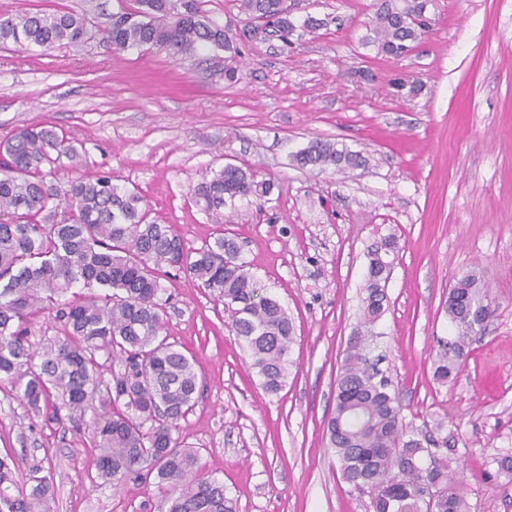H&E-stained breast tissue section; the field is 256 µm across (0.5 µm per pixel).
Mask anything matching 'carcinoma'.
Returning a JSON list of instances; mask_svg holds the SVG:
<instances>
[{"mask_svg":"<svg viewBox=\"0 0 512 512\" xmlns=\"http://www.w3.org/2000/svg\"><path fill=\"white\" fill-rule=\"evenodd\" d=\"M112 14L105 40L113 49H156L173 58L209 46L224 51L225 75L241 55L243 37H287L325 25L294 21L288 0H239L249 16L242 33L230 23L205 17L198 0H133ZM425 0H377L362 45L396 58L413 49ZM85 20L70 12H20L0 17V44L23 51L74 44ZM78 148L49 125L22 127L0 141V382L8 384L33 413L50 406L82 412L99 401L91 428L97 477L121 486L129 479L153 484L166 495L168 512H235L224 483L201 473L198 451L173 432L194 407L198 377L193 359L168 341L160 279L183 272L232 309V328L245 344L262 388L276 394L286 385L294 326L286 310L263 296L240 247L217 236L199 248L186 246L171 224L151 217L143 197L115 182L110 172L62 183L56 173ZM301 167L356 168L364 157L317 140L295 155ZM247 169L227 164L212 170L194 189L196 203L221 223L228 203L269 193ZM396 248L386 239L371 251L362 286V319L336 378V402L327 420L329 447L341 463L342 479L370 497L372 512H470L448 456L431 451L433 436L407 432L401 408L384 380H376L363 341L383 316L388 297L385 256ZM56 311L61 337L42 354L32 350V325ZM484 284L473 273L457 280L445 313L455 339L435 361L434 378L454 380L468 341L492 317ZM105 359L123 371L103 380ZM50 486L40 478L19 479L15 462L0 458V512H48Z\"/></svg>","mask_w":512,"mask_h":512,"instance_id":"carcinoma-1","label":"carcinoma"}]
</instances>
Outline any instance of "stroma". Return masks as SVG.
Listing matches in <instances>:
<instances>
[{
	"label": "stroma",
	"instance_id": "stroma-1",
	"mask_svg": "<svg viewBox=\"0 0 512 512\" xmlns=\"http://www.w3.org/2000/svg\"><path fill=\"white\" fill-rule=\"evenodd\" d=\"M323 27L246 43L238 81L223 51L174 59L103 40L120 0H0V14L63 10L86 20L80 43L0 49V140L48 124L81 148L60 180L112 171L187 246L235 238L265 295L291 317L288 381L266 393L231 330V312L185 274L162 279L165 332L192 356L198 402L177 432L223 481L237 512H370L341 478L326 422L360 319L371 247L395 237L388 307L368 340L407 430L441 427L464 462L471 512H512V0H435L431 30L395 59L363 46L374 0H292ZM403 87H396V80ZM316 140L361 152L365 166L299 168ZM249 168L268 196L223 210L193 197L211 170ZM480 274L495 304L456 380L433 360L454 339L444 303ZM32 415L0 384V457L50 483V512H167L155 487L103 482L88 427Z\"/></svg>",
	"mask_w": 512,
	"mask_h": 512
}]
</instances>
